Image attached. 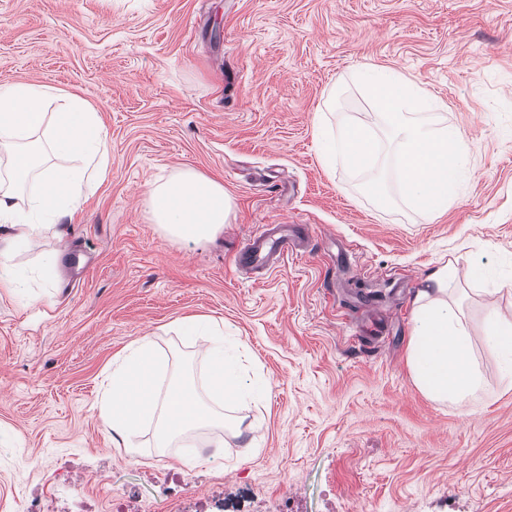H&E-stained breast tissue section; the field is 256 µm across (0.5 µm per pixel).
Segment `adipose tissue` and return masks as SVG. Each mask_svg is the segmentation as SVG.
I'll list each match as a JSON object with an SVG mask.
<instances>
[{"label": "adipose tissue", "mask_w": 512, "mask_h": 512, "mask_svg": "<svg viewBox=\"0 0 512 512\" xmlns=\"http://www.w3.org/2000/svg\"><path fill=\"white\" fill-rule=\"evenodd\" d=\"M354 80L375 98L402 148L399 186L404 199L430 215L446 213L455 191L465 145L456 129L438 125L436 101L403 75L371 66L358 68ZM57 111H49L50 102ZM322 162L342 159L366 168L377 144L363 124L335 129L318 125ZM0 149L17 157L0 179V224L11 230L0 242V266L29 247L44 224L72 221L84 187L106 179L110 154L98 112L86 100L35 84L0 87ZM56 157L46 164L45 155ZM32 192H25L26 183ZM145 205L153 223L175 241L212 239L231 212L232 199L221 182L184 169L155 183ZM464 267L453 258L431 272L413 300L407 363L416 387L439 404H459L484 389L472 336L456 308Z\"/></svg>", "instance_id": "adipose-tissue-1"}]
</instances>
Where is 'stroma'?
<instances>
[{"instance_id":"1","label":"stroma","mask_w":512,"mask_h":512,"mask_svg":"<svg viewBox=\"0 0 512 512\" xmlns=\"http://www.w3.org/2000/svg\"><path fill=\"white\" fill-rule=\"evenodd\" d=\"M399 71L441 104L469 149L447 214L409 208L400 149L352 78ZM42 84L88 101L107 131L106 180L80 201L67 242L91 248L82 279L37 277L59 243L46 228L15 255L21 291L0 290V512H21L53 470L44 512H112L128 483L145 497L176 480L234 512H512V368L485 336L484 304L463 303L485 393L440 405L407 365L412 301L451 256L512 277V0H0V85ZM362 122L375 164L325 167L315 123ZM192 168L223 183L232 210L214 239L175 241L153 224L151 183ZM391 196L380 206L368 187ZM261 224H303L299 254L265 283L234 255ZM268 390L233 408L248 428L221 460L181 462L190 436L114 447L95 403L141 337L204 389L206 360L180 336L187 316ZM390 334L360 345L358 324Z\"/></svg>"}]
</instances>
